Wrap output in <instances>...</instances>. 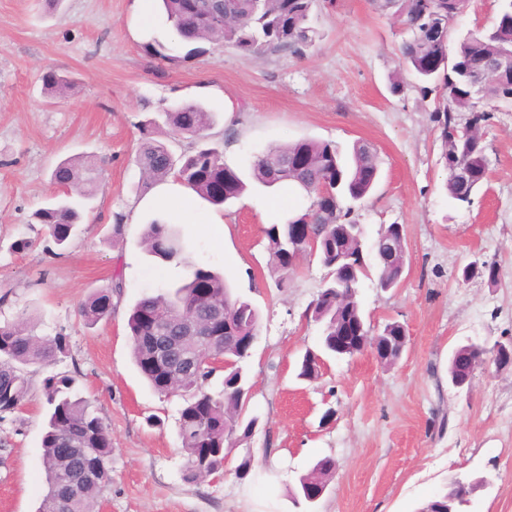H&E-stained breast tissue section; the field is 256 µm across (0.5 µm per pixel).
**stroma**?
Returning a JSON list of instances; mask_svg holds the SVG:
<instances>
[{
  "instance_id": "obj_1",
  "label": "stroma",
  "mask_w": 512,
  "mask_h": 512,
  "mask_svg": "<svg viewBox=\"0 0 512 512\" xmlns=\"http://www.w3.org/2000/svg\"><path fill=\"white\" fill-rule=\"evenodd\" d=\"M318 37L306 55L252 57L216 43L189 55L164 14L143 18L138 0H0V321L26 314L37 335L66 336L67 360L33 368L30 397L0 422V512H36L44 491L43 379L78 367V387L112 434V482L96 512H297L290 498L301 475L323 457L336 471L315 512H416L450 483L484 479L459 512H512V365L477 369L455 388L448 360L464 344L512 340V103H489L484 128L487 183L471 206L452 205L444 184L436 107L441 90L423 92L405 76L398 46L405 33L374 0H316ZM157 40L172 60L150 55ZM66 70L75 92L47 98L40 77ZM199 101L213 112L212 140L226 164L249 172L271 147L316 139L350 157L356 141L373 145L379 180L355 207L363 253L391 224L404 227L407 262L399 288L363 279L357 300L367 323L396 321L404 352L390 367L370 353L329 359L312 381L297 377L322 327L310 319L325 269L301 259L286 289L275 286L264 235L293 207L291 195L251 185L232 204L195 199L196 223L184 225L191 264L223 273L233 295L251 301L259 332L244 363L253 386L255 434L231 453L253 460L250 475L183 478L177 395L155 392L132 358L127 320L143 295L181 285L188 266L164 265L141 243L155 219L153 190L143 188L136 154L143 124L173 152L188 145L162 125L160 107ZM107 164L82 224L63 253L53 252L33 212L62 195L51 168L68 157ZM125 234L112 239L116 216ZM224 219V242L209 226ZM28 239L33 248L15 250ZM493 262L496 282L463 271ZM123 278L112 317L85 325L77 309L93 292ZM330 424H322L326 410Z\"/></svg>"
}]
</instances>
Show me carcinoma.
<instances>
[{"mask_svg":"<svg viewBox=\"0 0 512 512\" xmlns=\"http://www.w3.org/2000/svg\"><path fill=\"white\" fill-rule=\"evenodd\" d=\"M314 0H162L168 21L178 38L187 42H218L247 55H284L301 58L313 46L316 32L310 25ZM383 11L393 10L396 22L408 37L399 46L404 69L424 84L441 85L440 137L443 149L455 146L460 163L469 174L459 178L448 171V199L456 205H471L487 180L486 144L482 134L489 111L488 101L512 95V79L504 81L490 66L504 56L512 57V0L501 3L491 28L467 33L448 48L451 26L462 15L468 0H377ZM44 93L63 94L76 82L62 71L41 76ZM173 134L192 140L189 150L176 157L162 143L145 136L137 154L143 188L172 176L184 187L214 206L240 199L247 190L243 176L224 163L223 150L209 141L213 113L196 102H181L160 108ZM467 113L465 123L458 116ZM104 161L94 156L68 158L59 162L51 180L66 189L65 196L38 208L33 218L42 225L53 243L65 248L82 219L81 208L93 197L101 180ZM379 175L374 148L364 142L353 145L351 160H343L336 145L302 139L269 149L257 157L252 176L271 188L283 186L289 193L308 200L303 209L288 214L284 222L271 224L264 233L272 264L279 277L277 287H288L295 265L288 259V224H307L317 241L314 255L331 273L309 307L311 318L322 324L319 355H336V321L364 319L356 299L360 281L370 274L368 265L354 268L346 277L336 276V246L360 253L356 240L346 241L342 226L354 224L353 207L344 201L360 202L372 191ZM328 184L335 198L326 201L319 193ZM142 243L148 253L164 263L183 261L187 244L172 222L154 220L146 225ZM399 263L378 265V284L398 285ZM120 275L112 286L89 296L78 314L85 325L94 326L111 317L112 298L120 297ZM194 318L197 336L181 340L185 352L197 355L196 369L170 374L148 368L160 336H177L181 323ZM242 323L259 327V313L233 297L224 276L195 266L189 279L173 292L139 299L128 320L133 361L141 376L155 391L179 394L184 402L177 427L185 457L184 479L197 483L224 472L234 435L246 439L257 418L246 416L248 405L242 362L248 357L243 345L225 325ZM69 351L66 337L43 339L28 327L25 318L0 323V421L15 412L30 395L32 365L55 363ZM220 355V369L209 362ZM224 372L223 388L217 393L206 383L217 371ZM78 374L60 372L44 378L42 396L49 407L42 439L45 489L37 512H94L100 496L112 482V435L96 407L75 389ZM336 463L324 457L300 478L330 481Z\"/></svg>","mask_w":512,"mask_h":512,"instance_id":"obj_1","label":"carcinoma"}]
</instances>
